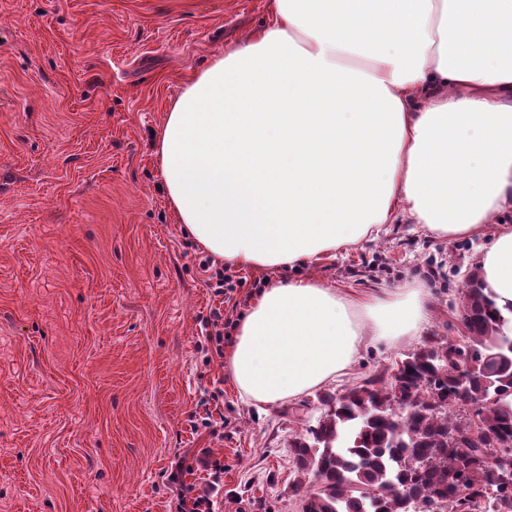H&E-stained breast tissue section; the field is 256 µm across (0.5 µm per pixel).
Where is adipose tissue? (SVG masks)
Returning <instances> with one entry per match:
<instances>
[{
  "label": "adipose tissue",
  "instance_id": "obj_1",
  "mask_svg": "<svg viewBox=\"0 0 512 512\" xmlns=\"http://www.w3.org/2000/svg\"><path fill=\"white\" fill-rule=\"evenodd\" d=\"M167 202L217 261L295 268L404 221L473 238L512 213V0H271L258 32L172 98L154 133ZM512 303V226L480 250ZM429 292L272 280L224 368L271 406L418 336Z\"/></svg>",
  "mask_w": 512,
  "mask_h": 512
}]
</instances>
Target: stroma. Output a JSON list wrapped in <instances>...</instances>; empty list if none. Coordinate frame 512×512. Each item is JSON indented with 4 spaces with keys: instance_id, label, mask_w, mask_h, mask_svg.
Here are the masks:
<instances>
[{
    "instance_id": "obj_1",
    "label": "stroma",
    "mask_w": 512,
    "mask_h": 512,
    "mask_svg": "<svg viewBox=\"0 0 512 512\" xmlns=\"http://www.w3.org/2000/svg\"><path fill=\"white\" fill-rule=\"evenodd\" d=\"M267 19L268 0H0V512H182L198 496L301 512L288 442L325 408L315 392L239 398L211 353L204 252L153 148L185 80ZM482 244L391 224L306 267L238 274L423 282L425 335L457 337ZM420 344L366 345L329 392Z\"/></svg>"
}]
</instances>
